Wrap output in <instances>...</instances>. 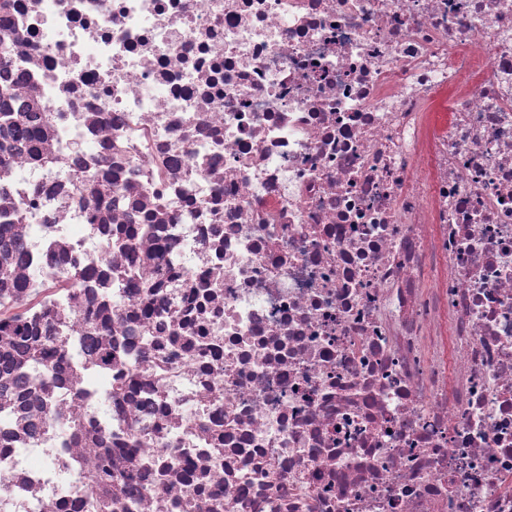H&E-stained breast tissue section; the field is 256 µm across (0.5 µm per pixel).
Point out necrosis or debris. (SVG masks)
<instances>
[{
	"instance_id": "1",
	"label": "necrosis or debris",
	"mask_w": 512,
	"mask_h": 512,
	"mask_svg": "<svg viewBox=\"0 0 512 512\" xmlns=\"http://www.w3.org/2000/svg\"><path fill=\"white\" fill-rule=\"evenodd\" d=\"M0 37V512H512V0ZM27 328L23 325H17L15 330L16 342L22 346L27 357L29 370L33 373H37L45 368V362L50 359L53 355L52 350L47 347L40 346V350L31 349L28 344L30 338L27 335Z\"/></svg>"
}]
</instances>
